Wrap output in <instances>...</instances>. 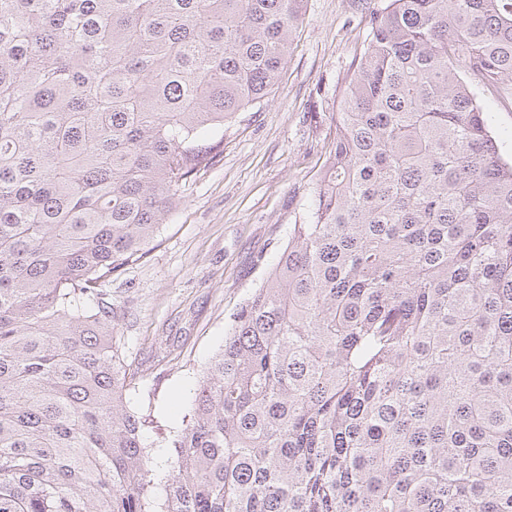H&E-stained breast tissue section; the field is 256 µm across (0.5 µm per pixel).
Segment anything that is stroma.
Listing matches in <instances>:
<instances>
[{
	"label": "stroma",
	"instance_id": "stroma-1",
	"mask_svg": "<svg viewBox=\"0 0 512 512\" xmlns=\"http://www.w3.org/2000/svg\"><path fill=\"white\" fill-rule=\"evenodd\" d=\"M385 5L307 0L278 82L225 123L220 156L186 186L147 254L106 285L135 373L131 406L151 419L141 439L152 457L154 502L165 494L166 442L181 430L204 369L306 217L340 95ZM466 81L511 160L512 77Z\"/></svg>",
	"mask_w": 512,
	"mask_h": 512
}]
</instances>
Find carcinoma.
<instances>
[{
    "mask_svg": "<svg viewBox=\"0 0 512 512\" xmlns=\"http://www.w3.org/2000/svg\"><path fill=\"white\" fill-rule=\"evenodd\" d=\"M306 0H0V512H153L103 285ZM512 0H389L314 208L205 369L159 512H512V162L461 71Z\"/></svg>",
    "mask_w": 512,
    "mask_h": 512,
    "instance_id": "1",
    "label": "carcinoma"
}]
</instances>
